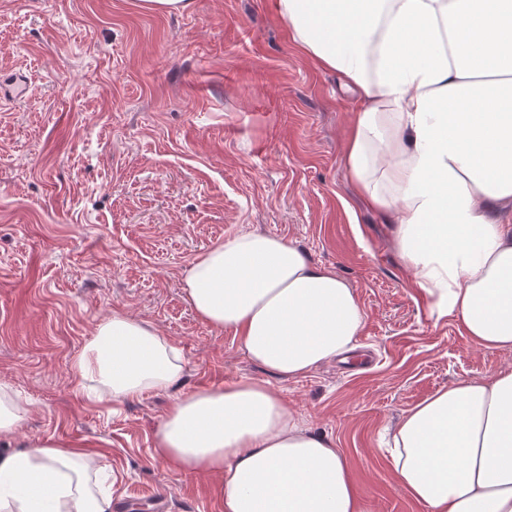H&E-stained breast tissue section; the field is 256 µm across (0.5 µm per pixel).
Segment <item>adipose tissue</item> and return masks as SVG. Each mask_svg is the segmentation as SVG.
<instances>
[{
	"label": "adipose tissue",
	"mask_w": 512,
	"mask_h": 512,
	"mask_svg": "<svg viewBox=\"0 0 512 512\" xmlns=\"http://www.w3.org/2000/svg\"><path fill=\"white\" fill-rule=\"evenodd\" d=\"M294 44L356 93L344 161L437 318L512 351V0H273ZM185 297L248 358L294 378L355 350L352 285L288 240L255 231L195 258ZM94 398L166 392L179 350L116 311L72 358ZM154 455L216 481L223 512H369L334 443L305 429L267 383L174 397ZM400 489L427 512H512V370L437 389L393 434ZM103 455L45 439L0 456V512H112Z\"/></svg>",
	"instance_id": "obj_1"
}]
</instances>
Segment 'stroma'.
<instances>
[{
    "label": "stroma",
    "instance_id": "1",
    "mask_svg": "<svg viewBox=\"0 0 512 512\" xmlns=\"http://www.w3.org/2000/svg\"><path fill=\"white\" fill-rule=\"evenodd\" d=\"M31 87L14 98L9 88ZM355 95L291 42L270 0H0V382L29 404L0 455L55 439L103 453L132 512H221L213 479L153 457L173 395L243 379L280 394L343 454L371 512H425L398 486L388 432L462 378L512 369L457 320L431 317L344 162ZM243 231L293 242L334 269L366 311L357 349L284 380L232 332L203 323L184 269ZM122 311L178 346L167 394L99 403L69 364ZM195 0H138L141 10L147 12L183 13L192 10Z\"/></svg>",
    "mask_w": 512,
    "mask_h": 512
}]
</instances>
